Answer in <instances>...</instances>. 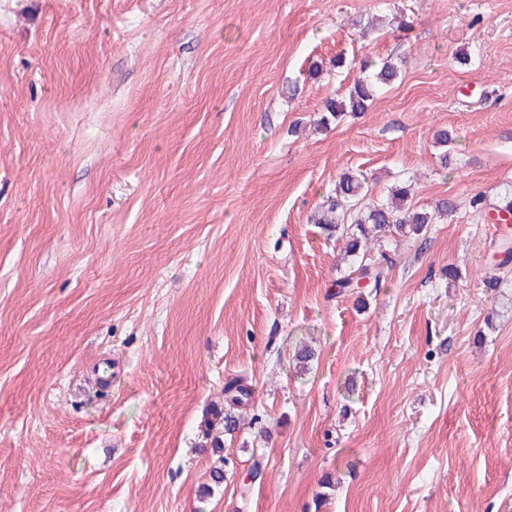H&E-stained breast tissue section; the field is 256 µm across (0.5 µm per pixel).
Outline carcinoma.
<instances>
[{
	"label": "carcinoma",
	"mask_w": 512,
	"mask_h": 512,
	"mask_svg": "<svg viewBox=\"0 0 512 512\" xmlns=\"http://www.w3.org/2000/svg\"><path fill=\"white\" fill-rule=\"evenodd\" d=\"M363 77L349 89L347 96L325 103V114L320 124L327 126L347 113L356 114L368 110L382 87L393 82L399 73L398 66L386 61L375 63L368 55L360 62ZM367 178L362 173L346 172L336 183L335 192L319 206L314 223L321 226L330 237L344 241L346 257L353 260L350 272L335 282L337 294L341 295L359 287V281H368V287L379 288L386 280L387 268L380 263L370 264L364 260L362 248L377 233L393 232L402 237L425 235L427 226L441 217L453 215L457 205L450 199L439 200L433 209H419L409 203V185L398 182L391 188L390 200L365 206ZM315 352L309 346L295 351L293 360L300 372L309 370ZM252 399V386L240 377H229L224 382V406H215L202 421L204 438H212V447L223 449L221 441L213 436L215 428L224 433L238 429L242 415L238 410Z\"/></svg>",
	"instance_id": "carcinoma-1"
}]
</instances>
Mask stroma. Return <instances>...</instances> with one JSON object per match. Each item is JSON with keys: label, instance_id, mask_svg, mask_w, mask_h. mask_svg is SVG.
I'll list each match as a JSON object with an SVG mask.
<instances>
[{"label": "stroma", "instance_id": "obj_1", "mask_svg": "<svg viewBox=\"0 0 512 512\" xmlns=\"http://www.w3.org/2000/svg\"><path fill=\"white\" fill-rule=\"evenodd\" d=\"M349 170L457 209L340 296ZM511 188L512 0H0V512H512ZM359 65L364 76L353 84L344 99L325 103L326 112L320 118L321 125L327 126L332 121H338L347 113L366 112L382 87L393 82L399 73L396 64L386 61L377 65L370 55H365ZM252 399V385L243 378L229 377L224 382V406H214L210 413H206L201 422L204 438L213 435L214 429L221 427L222 433L232 434L238 429L242 415L236 411L245 406Z\"/></svg>", "mask_w": 512, "mask_h": 512}]
</instances>
